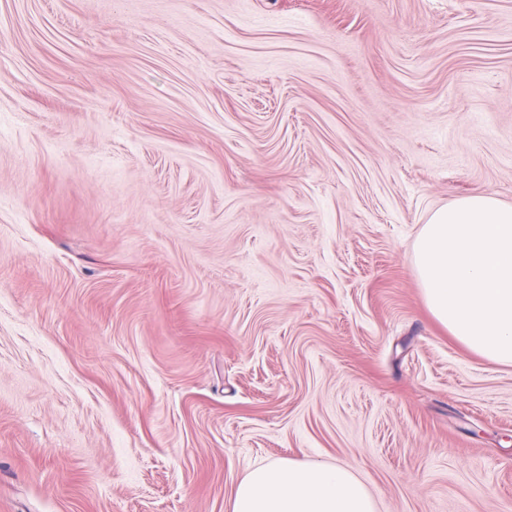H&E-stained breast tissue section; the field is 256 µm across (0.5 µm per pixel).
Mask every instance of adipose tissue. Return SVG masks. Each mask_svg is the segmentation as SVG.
Instances as JSON below:
<instances>
[{
  "label": "adipose tissue",
  "mask_w": 512,
  "mask_h": 512,
  "mask_svg": "<svg viewBox=\"0 0 512 512\" xmlns=\"http://www.w3.org/2000/svg\"><path fill=\"white\" fill-rule=\"evenodd\" d=\"M231 512H375V504L348 466L276 459L237 483Z\"/></svg>",
  "instance_id": "1"
}]
</instances>
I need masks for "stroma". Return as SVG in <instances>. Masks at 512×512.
<instances>
[{"label":"stroma","mask_w":512,"mask_h":512,"mask_svg":"<svg viewBox=\"0 0 512 512\" xmlns=\"http://www.w3.org/2000/svg\"><path fill=\"white\" fill-rule=\"evenodd\" d=\"M512 205V0H0V512H231L274 458L512 512V365L412 261Z\"/></svg>","instance_id":"stroma-1"}]
</instances>
